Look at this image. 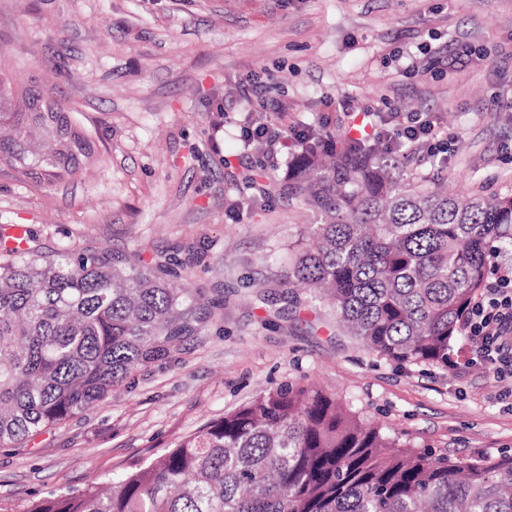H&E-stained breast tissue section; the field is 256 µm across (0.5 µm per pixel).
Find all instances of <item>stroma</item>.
I'll use <instances>...</instances> for the list:
<instances>
[{"label":"stroma","mask_w":512,"mask_h":512,"mask_svg":"<svg viewBox=\"0 0 512 512\" xmlns=\"http://www.w3.org/2000/svg\"><path fill=\"white\" fill-rule=\"evenodd\" d=\"M3 60L62 100L94 153L50 187L0 164V225H27L47 251L176 259L200 320L96 409L0 448V512L150 461L285 381L454 458L512 451V377L472 364V340L456 369L399 365L283 287L314 217L267 183L287 181L301 147L259 162L239 140L257 117L336 142L372 136L375 114L429 112L453 151L437 167L414 149L409 168L453 193L512 192V110L494 109L512 101V0H0ZM255 71L277 103L260 116L239 93ZM328 96L355 111L324 113Z\"/></svg>","instance_id":"1"}]
</instances>
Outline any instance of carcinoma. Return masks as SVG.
Here are the masks:
<instances>
[{
  "label": "carcinoma",
  "instance_id": "cac0c4a2",
  "mask_svg": "<svg viewBox=\"0 0 512 512\" xmlns=\"http://www.w3.org/2000/svg\"><path fill=\"white\" fill-rule=\"evenodd\" d=\"M89 137L52 93L0 68V162L52 185L80 168ZM399 149L312 134L288 195L319 223L283 285L303 283L369 350L448 368L469 307L512 251V194L422 187ZM0 233V447L112 396L192 330L177 261L152 271L108 251L50 255ZM25 512H512V453L451 459L400 442L314 386L282 383L150 461Z\"/></svg>",
  "mask_w": 512,
  "mask_h": 512
}]
</instances>
